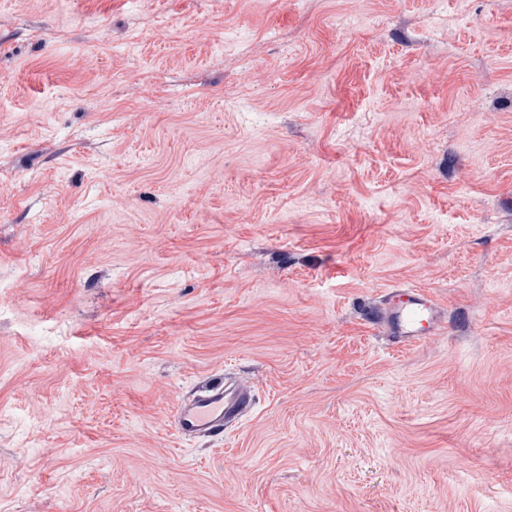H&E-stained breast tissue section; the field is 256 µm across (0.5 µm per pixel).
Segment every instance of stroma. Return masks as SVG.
<instances>
[{
	"label": "stroma",
	"mask_w": 512,
	"mask_h": 512,
	"mask_svg": "<svg viewBox=\"0 0 512 512\" xmlns=\"http://www.w3.org/2000/svg\"><path fill=\"white\" fill-rule=\"evenodd\" d=\"M0 512H512V0H0ZM391 344L407 348L437 334L446 323L445 311L437 298L418 287L394 288L386 293L380 307L370 313ZM253 398L250 386L238 375L201 382L177 404L175 429L185 440L224 438V432L249 416Z\"/></svg>",
	"instance_id": "stroma-1"
}]
</instances>
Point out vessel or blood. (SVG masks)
<instances>
[{
	"label": "vessel or blood",
	"instance_id": "vessel-or-blood-1",
	"mask_svg": "<svg viewBox=\"0 0 512 512\" xmlns=\"http://www.w3.org/2000/svg\"><path fill=\"white\" fill-rule=\"evenodd\" d=\"M370 319L391 344L407 348L437 334L446 322L445 311L429 291L401 287L386 293ZM253 407V392L240 376L209 380L194 386L174 411L175 429L186 440L223 438L240 425Z\"/></svg>",
	"mask_w": 512,
	"mask_h": 512
}]
</instances>
